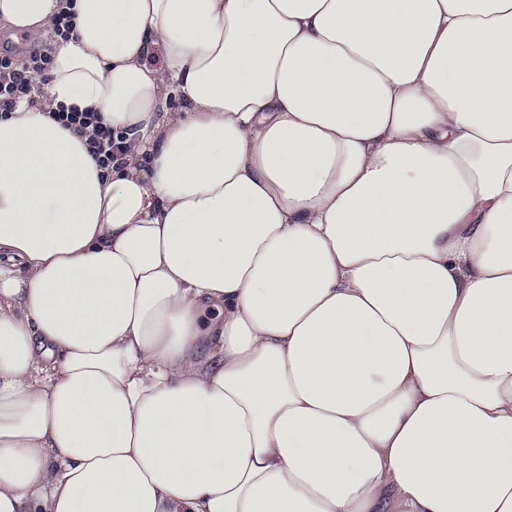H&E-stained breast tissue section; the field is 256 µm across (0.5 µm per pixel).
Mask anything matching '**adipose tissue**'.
<instances>
[{
  "label": "adipose tissue",
  "instance_id": "obj_1",
  "mask_svg": "<svg viewBox=\"0 0 512 512\" xmlns=\"http://www.w3.org/2000/svg\"><path fill=\"white\" fill-rule=\"evenodd\" d=\"M63 5L0 0L51 42L0 116V512H512V0ZM51 117L63 127L88 136L90 151L101 167L112 166V161L116 158L115 151L121 152L120 144L125 138L123 132L115 133L98 112L91 109L80 111L76 108L65 110L61 107L58 112H52Z\"/></svg>",
  "mask_w": 512,
  "mask_h": 512
}]
</instances>
